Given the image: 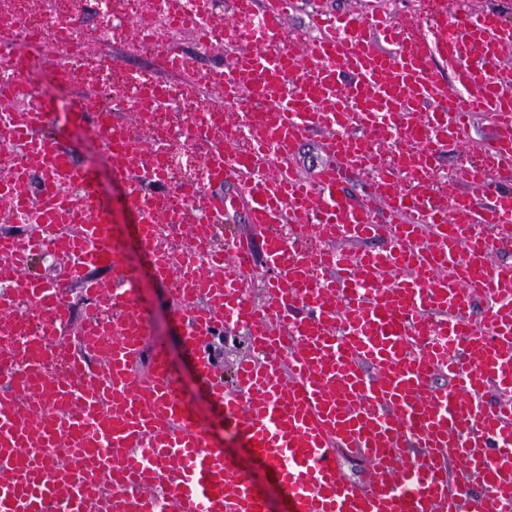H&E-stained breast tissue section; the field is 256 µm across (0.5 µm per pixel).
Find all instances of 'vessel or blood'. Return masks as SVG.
<instances>
[{"instance_id": "b4317fda", "label": "vessel or blood", "mask_w": 512, "mask_h": 512, "mask_svg": "<svg viewBox=\"0 0 512 512\" xmlns=\"http://www.w3.org/2000/svg\"><path fill=\"white\" fill-rule=\"evenodd\" d=\"M254 5L259 26H234L226 37L230 61L208 76L223 104L245 96L260 105L249 123V151L229 155L234 126L220 138L199 129L204 177L196 187L149 194L146 183L165 179L160 169L124 183L149 253L158 224L179 221L186 208L198 212V242L216 236L223 210L246 208L252 235L225 236L210 273H199L188 255L176 267L198 277L197 288L177 301L198 376L212 375L211 338L245 328L258 357L238 363L232 389L214 384V404L267 468L288 512H512V316L499 309L474 314L476 299L512 284V264L494 257L512 237V192L464 164L456 176L467 190L444 211L394 187L400 174L428 176L475 115L512 127V97L498 91L512 85V67L500 62L512 25L494 13L443 22L409 53L399 42L404 20L361 7L317 18L318 37H296L269 54L260 44L287 25L295 0ZM463 44L480 47L478 65L463 61ZM52 49L45 39L27 38L0 53L14 79L12 89H0L1 121L12 101L31 95L27 59ZM435 60L447 64L449 81L435 76ZM148 97L160 101L159 87L143 88L122 106L149 122ZM75 116L90 119V134L116 175L138 152L160 150L154 140H116L111 111L93 94L80 97ZM52 124V112L39 103L23 124L0 131V149L13 153L0 195L19 221L41 228L37 237L0 236V250L14 257L15 294L47 322L27 347L30 372L14 367L12 341H0V473L10 475L0 480V512H85L103 492L110 512H268L186 401L164 346L147 345L149 324L121 264L111 215ZM316 129L325 132L330 162L309 179L291 158ZM396 135L410 147L390 170L382 147ZM483 144L502 180L511 179L512 138ZM369 169L373 180L352 197L346 180ZM228 180L238 197L209 203L207 190ZM63 212L82 233L61 257V279L50 283L28 267L34 254L53 250ZM288 214L312 215L331 248L284 262L287 240L266 229ZM477 224L493 225L495 236H471L468 228ZM256 233L273 270L263 305L241 287ZM369 241L384 247L366 249ZM348 243L361 252H346ZM91 266L112 270L110 300L121 320L73 321L68 286L101 289L86 277ZM15 294H0L1 318L11 316ZM62 330L72 359L65 376L50 377L45 366ZM146 348L151 369L142 376L134 364ZM439 374L447 388H435ZM344 453L367 460L366 483L342 475L337 459Z\"/></svg>"}]
</instances>
